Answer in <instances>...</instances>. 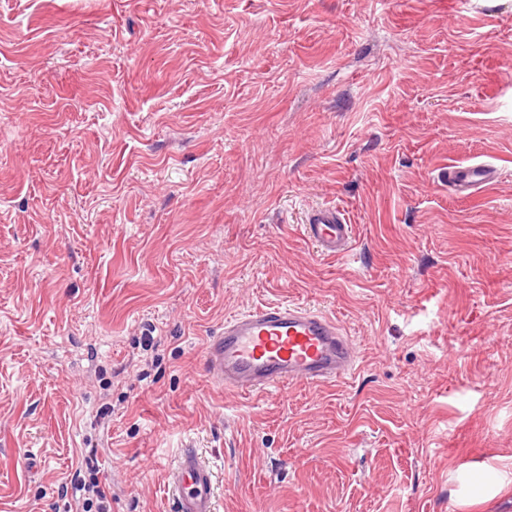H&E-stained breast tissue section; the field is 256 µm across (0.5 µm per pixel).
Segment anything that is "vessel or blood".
Masks as SVG:
<instances>
[{
  "instance_id": "vessel-or-blood-1",
  "label": "vessel or blood",
  "mask_w": 512,
  "mask_h": 512,
  "mask_svg": "<svg viewBox=\"0 0 512 512\" xmlns=\"http://www.w3.org/2000/svg\"><path fill=\"white\" fill-rule=\"evenodd\" d=\"M499 180L487 162L448 168V185L458 193L477 194ZM305 237L320 254L350 252L353 226L335 206L310 209ZM359 351L335 319L306 307L269 304L227 318L205 347L209 379L247 396L282 392L297 383L320 386L353 374ZM173 512H214L212 471L191 449H182L168 473Z\"/></svg>"
}]
</instances>
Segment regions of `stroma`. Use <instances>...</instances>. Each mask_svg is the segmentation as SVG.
Returning a JSON list of instances; mask_svg holds the SVG:
<instances>
[{"label":"stroma","mask_w":512,"mask_h":512,"mask_svg":"<svg viewBox=\"0 0 512 512\" xmlns=\"http://www.w3.org/2000/svg\"><path fill=\"white\" fill-rule=\"evenodd\" d=\"M276 302L356 373L214 385ZM187 444L216 512H512V0H0V512H82L91 451L170 512ZM498 181V168L487 162L448 166V187L454 192L477 194ZM303 228L305 237L321 255L342 256L351 250L353 224L336 206L310 209Z\"/></svg>","instance_id":"stroma-1"}]
</instances>
